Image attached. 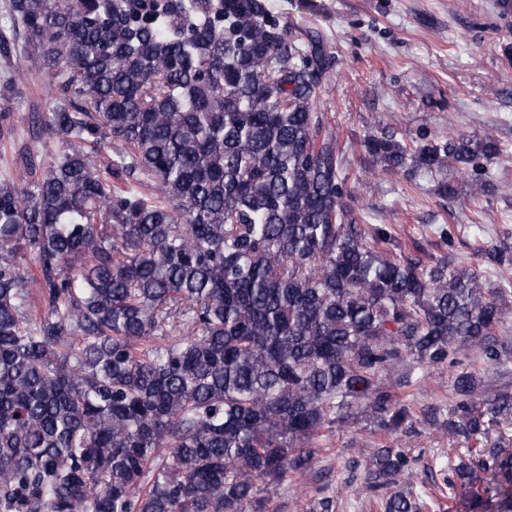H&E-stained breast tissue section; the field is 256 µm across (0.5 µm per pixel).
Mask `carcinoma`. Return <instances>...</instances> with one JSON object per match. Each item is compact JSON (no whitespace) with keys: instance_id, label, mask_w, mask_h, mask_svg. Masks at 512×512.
<instances>
[{"instance_id":"cac0c4a2","label":"carcinoma","mask_w":512,"mask_h":512,"mask_svg":"<svg viewBox=\"0 0 512 512\" xmlns=\"http://www.w3.org/2000/svg\"><path fill=\"white\" fill-rule=\"evenodd\" d=\"M20 46L56 94L37 138L62 150L25 145L0 170V512H264L358 417L416 433L402 366L455 368L432 425L494 442L442 484L512 512V392L479 373L512 362V251L476 242L478 270L425 259L355 212L317 107L333 66L318 33L266 0H3L0 59ZM362 148L444 199L450 170L481 196L480 161L500 153L426 131ZM465 345L481 368L458 367ZM368 456L381 512H424L401 488L408 451ZM313 509L334 512L333 488Z\"/></svg>"}]
</instances>
